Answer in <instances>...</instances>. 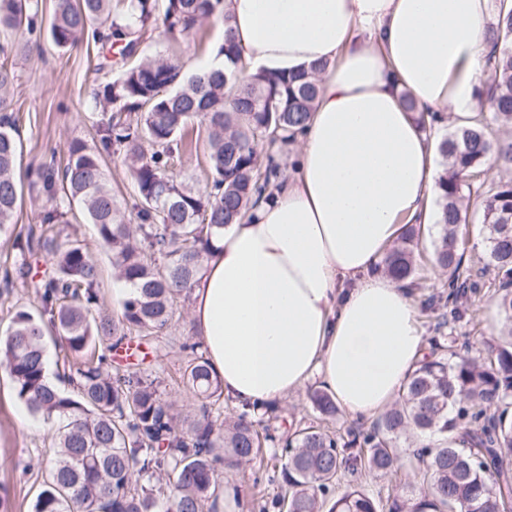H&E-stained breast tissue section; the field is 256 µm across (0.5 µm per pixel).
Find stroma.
Masks as SVG:
<instances>
[{
	"mask_svg": "<svg viewBox=\"0 0 512 512\" xmlns=\"http://www.w3.org/2000/svg\"><path fill=\"white\" fill-rule=\"evenodd\" d=\"M223 23L213 19L196 32L174 37L154 35L145 46L148 58L179 61L186 70H194L207 61L219 48ZM104 49L78 48L61 51L52 45L43 49L13 54L11 61L18 75L15 99L22 116L19 136L23 152L17 160L18 174L48 159L63 160L66 147L74 140H91L92 123L96 118L92 92V68L104 56ZM483 202L470 196L467 201L468 223L463 224L460 246L467 259L482 266L481 288L470 295L466 305L474 311L477 322L449 323L443 342L452 349H469L472 355L483 353L482 339L489 336L490 311L497 286L494 269L488 268L485 249L477 248L474 241L482 234L480 217ZM70 236L86 240L100 270V294L104 303L112 301V285L116 278L112 269L111 253L100 246L92 225L82 221L68 224ZM191 309L178 307L175 316L159 338L160 351L152 362L153 369L165 380V394L182 412H192L196 399L183 391L178 369L185 360L180 345L193 338ZM49 428L33 419L18 400L10 379L0 368V496L7 497L11 512H32L33 503L40 489L42 474L28 469L29 461L48 458L53 450L48 440ZM268 456H260L240 468L219 471V483L239 489L241 496L264 499L277 497L279 484L256 483L255 478L270 467Z\"/></svg>",
	"mask_w": 512,
	"mask_h": 512,
	"instance_id": "obj_1",
	"label": "stroma"
}]
</instances>
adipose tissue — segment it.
Listing matches in <instances>:
<instances>
[{
	"instance_id": "obj_1",
	"label": "adipose tissue",
	"mask_w": 512,
	"mask_h": 512,
	"mask_svg": "<svg viewBox=\"0 0 512 512\" xmlns=\"http://www.w3.org/2000/svg\"><path fill=\"white\" fill-rule=\"evenodd\" d=\"M490 3L224 0L250 72L322 67L287 178L225 226L193 290V325L235 405L312 379L359 421L397 400L426 342L409 289L378 264L406 222L431 221L436 143L417 112L464 126L480 109Z\"/></svg>"
}]
</instances>
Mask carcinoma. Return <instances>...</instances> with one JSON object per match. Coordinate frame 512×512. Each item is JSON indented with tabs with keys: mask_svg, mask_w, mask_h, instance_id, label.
<instances>
[{
	"mask_svg": "<svg viewBox=\"0 0 512 512\" xmlns=\"http://www.w3.org/2000/svg\"><path fill=\"white\" fill-rule=\"evenodd\" d=\"M43 16V0H0V54L16 51L13 32L45 31L62 49L109 43L121 66L115 75L103 64L94 69L95 142L74 140L64 163L34 172L31 184L45 200L40 221L15 241L16 260L0 278L1 287L29 288L35 298L15 307L0 337V366L30 415L51 425L58 448L45 465L34 512H219L217 464L237 468L264 448L280 462L266 480L287 491L269 501L238 502L246 512H506L512 505V178L486 191L474 178L491 156L499 168L512 170V139L496 136L512 125V10L499 4L490 26L489 80L479 89L487 109L438 145L445 163L437 180L431 262L447 280L427 302L450 308L456 321L466 316L463 300L479 283L458 247L466 222L462 199L481 195L486 250L499 279L500 336L487 343L482 358L447 352L438 337L428 338V355L395 404L342 433L315 421L281 432L245 408L222 417V383L199 342L181 345L190 351L181 382L197 398L189 418H180L159 376L112 366V353L127 341L161 337L201 277L213 239L263 194H273L283 179L282 152L317 98L314 75L259 71L243 81L245 63L230 36L220 48L222 70L183 76L174 62L142 58L155 29L188 33L224 17L223 0H50L45 28ZM16 83L15 71L1 63L0 233L14 223L22 199ZM196 121L206 133L202 192L169 175L174 160L191 150L184 131ZM116 155L130 174L128 214L105 174L106 160ZM75 204L112 253L117 277L135 288L117 316L104 309L89 245L77 237L58 242ZM416 232L406 227L404 244L379 264L411 289L419 266L406 243ZM45 253L52 271L41 276L37 263ZM49 334L70 391L48 380ZM311 399L320 415L336 414L326 393L316 391ZM458 430L467 433L464 448L448 444ZM408 434L430 438L412 451L420 463L418 492L373 498L361 488L363 474L399 480L400 439Z\"/></svg>",
	"mask_w": 512,
	"mask_h": 512,
	"instance_id": "1",
	"label": "carcinoma"
}]
</instances>
